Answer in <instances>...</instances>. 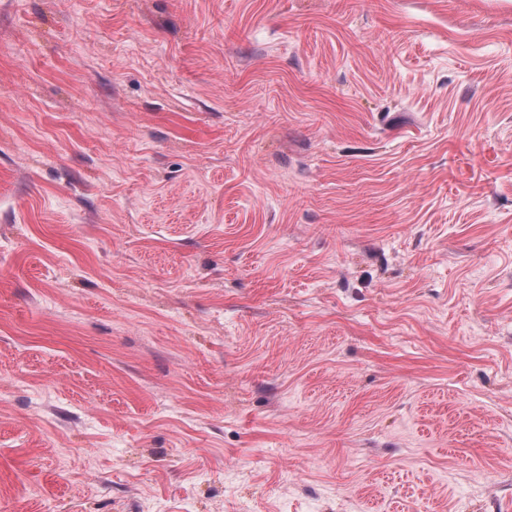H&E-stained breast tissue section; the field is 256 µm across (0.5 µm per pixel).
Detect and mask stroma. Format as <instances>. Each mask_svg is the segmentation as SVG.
I'll list each match as a JSON object with an SVG mask.
<instances>
[{
	"label": "stroma",
	"instance_id": "1",
	"mask_svg": "<svg viewBox=\"0 0 512 512\" xmlns=\"http://www.w3.org/2000/svg\"><path fill=\"white\" fill-rule=\"evenodd\" d=\"M0 512H512V0H0Z\"/></svg>",
	"mask_w": 512,
	"mask_h": 512
}]
</instances>
